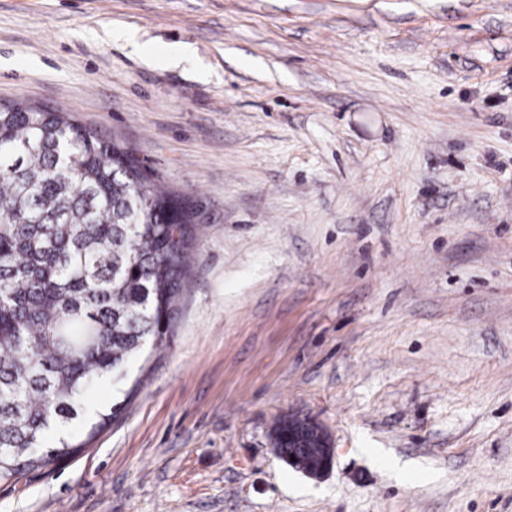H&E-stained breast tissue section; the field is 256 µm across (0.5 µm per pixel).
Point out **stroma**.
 Here are the masks:
<instances>
[{
  "label": "stroma",
  "instance_id": "35a3bbf8",
  "mask_svg": "<svg viewBox=\"0 0 512 512\" xmlns=\"http://www.w3.org/2000/svg\"><path fill=\"white\" fill-rule=\"evenodd\" d=\"M17 98L197 224L138 390L0 512H512V0H0ZM289 425L290 417L282 418L276 423L273 430L275 447L279 449L281 458L284 459L290 466L301 470L312 477H319L327 473L333 465V449L329 438L326 436L325 440L323 441L325 445L322 450L323 459L319 466L314 469L305 470L301 468L300 458L308 466L310 464H316L319 457L314 448H295L298 452H300V458L295 453H288V440L292 438L294 433V431L289 430ZM291 456H294V461H291Z\"/></svg>",
  "mask_w": 512,
  "mask_h": 512
}]
</instances>
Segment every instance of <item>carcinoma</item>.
<instances>
[{
    "mask_svg": "<svg viewBox=\"0 0 512 512\" xmlns=\"http://www.w3.org/2000/svg\"><path fill=\"white\" fill-rule=\"evenodd\" d=\"M194 212L131 149L65 112L0 103V482L84 447L119 413L84 399L161 348L186 291ZM290 419L273 430L288 459Z\"/></svg>",
    "mask_w": 512,
    "mask_h": 512,
    "instance_id": "1",
    "label": "carcinoma"
}]
</instances>
